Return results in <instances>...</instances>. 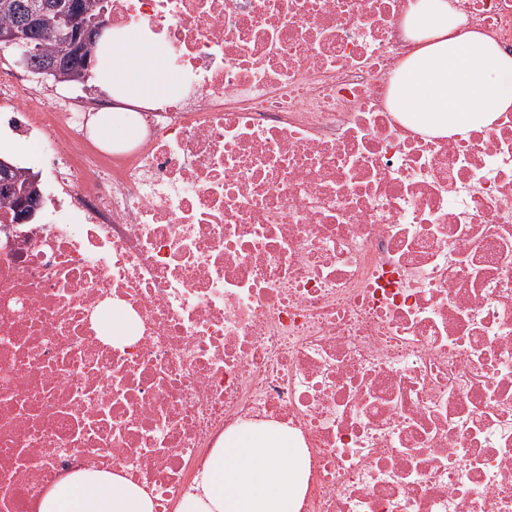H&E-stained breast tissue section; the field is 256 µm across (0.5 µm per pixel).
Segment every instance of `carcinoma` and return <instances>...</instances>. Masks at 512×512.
I'll return each mask as SVG.
<instances>
[{"label": "carcinoma", "instance_id": "carcinoma-1", "mask_svg": "<svg viewBox=\"0 0 512 512\" xmlns=\"http://www.w3.org/2000/svg\"><path fill=\"white\" fill-rule=\"evenodd\" d=\"M43 2L45 0H0V28L17 27L30 13L39 10ZM54 2L88 19L100 10V0ZM28 37L38 51L26 60L27 65L40 72L47 66L57 65L56 71L45 74L46 78L58 84H66L71 75L91 71L96 51H87L82 55L75 52L71 43L60 35L52 13H44L39 23L29 30Z\"/></svg>", "mask_w": 512, "mask_h": 512}]
</instances>
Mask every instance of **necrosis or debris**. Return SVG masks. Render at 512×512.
<instances>
[{"mask_svg": "<svg viewBox=\"0 0 512 512\" xmlns=\"http://www.w3.org/2000/svg\"><path fill=\"white\" fill-rule=\"evenodd\" d=\"M412 2L111 0L188 86L125 153L0 63L51 195L0 222V512L80 468L175 512L253 425L306 460L295 512H512V112L392 110ZM450 2L512 50V0Z\"/></svg>", "mask_w": 512, "mask_h": 512, "instance_id": "obj_1", "label": "necrosis or debris"}]
</instances>
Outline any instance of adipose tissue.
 <instances>
[{
	"instance_id": "1",
	"label": "adipose tissue",
	"mask_w": 512,
	"mask_h": 512,
	"mask_svg": "<svg viewBox=\"0 0 512 512\" xmlns=\"http://www.w3.org/2000/svg\"><path fill=\"white\" fill-rule=\"evenodd\" d=\"M459 17L449 0H415L401 23L416 42L394 78V106L431 133L490 125L512 110V54L482 33L455 35ZM95 81L112 98L93 118L101 141L139 140L138 108L155 109L183 87L164 45L138 28L106 31L96 51ZM305 467L287 432L253 426L226 436L178 512H294ZM140 487L118 475L84 469L54 486L39 512H152Z\"/></svg>"
}]
</instances>
